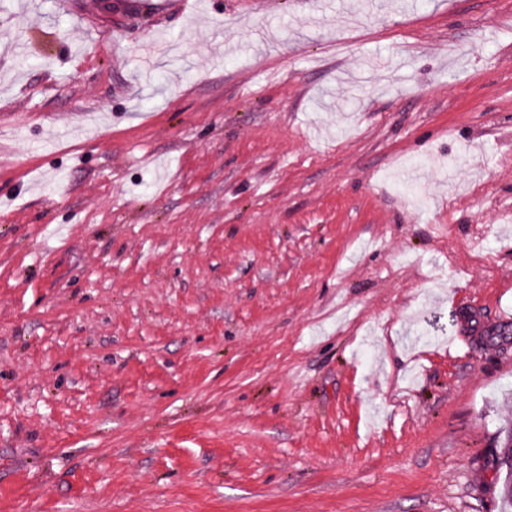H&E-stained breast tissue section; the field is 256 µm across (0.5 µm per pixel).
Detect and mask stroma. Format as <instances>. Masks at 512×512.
Wrapping results in <instances>:
<instances>
[{
	"label": "stroma",
	"instance_id": "35a3bbf8",
	"mask_svg": "<svg viewBox=\"0 0 512 512\" xmlns=\"http://www.w3.org/2000/svg\"><path fill=\"white\" fill-rule=\"evenodd\" d=\"M0 512H501L512 0H0Z\"/></svg>",
	"mask_w": 512,
	"mask_h": 512
}]
</instances>
